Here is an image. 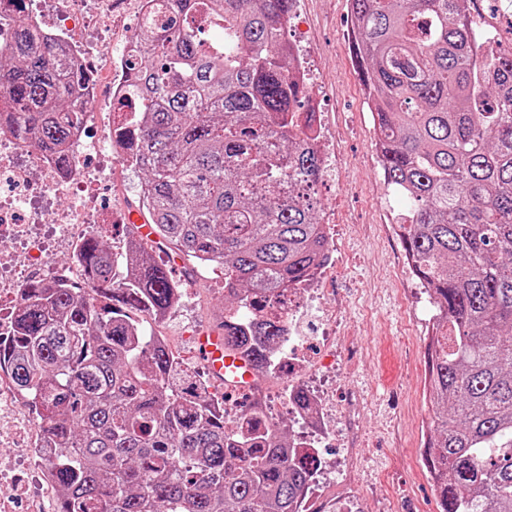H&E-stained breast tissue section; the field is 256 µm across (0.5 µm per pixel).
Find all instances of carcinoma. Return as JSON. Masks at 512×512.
Wrapping results in <instances>:
<instances>
[{
	"instance_id": "obj_1",
	"label": "carcinoma",
	"mask_w": 512,
	"mask_h": 512,
	"mask_svg": "<svg viewBox=\"0 0 512 512\" xmlns=\"http://www.w3.org/2000/svg\"><path fill=\"white\" fill-rule=\"evenodd\" d=\"M134 39L112 145L144 175L145 223L177 255L224 268V344L256 370L284 329L267 315L313 280L328 250L313 186L307 83L282 31L296 0H165ZM466 0H349L352 58L368 92L378 161L413 202L402 243L438 310L427 346L432 430L422 459L439 512H512V52L479 60ZM0 48V112L61 170L87 102L84 69L28 25ZM83 279H30L0 332V371L36 414L59 487L54 512H308L320 459L254 420L224 427V399L143 317L181 288L142 239L117 254L95 231ZM292 402L313 408L298 385Z\"/></svg>"
}]
</instances>
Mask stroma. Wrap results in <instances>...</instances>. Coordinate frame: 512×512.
I'll list each match as a JSON object with an SVG mask.
<instances>
[{
  "label": "stroma",
  "mask_w": 512,
  "mask_h": 512,
  "mask_svg": "<svg viewBox=\"0 0 512 512\" xmlns=\"http://www.w3.org/2000/svg\"><path fill=\"white\" fill-rule=\"evenodd\" d=\"M494 6V0L465 4L472 20L497 34L498 51L511 50L512 16L494 13ZM350 30L348 0H297L283 31L309 63V100L325 114L338 169L335 179L319 187L321 211L335 221L336 253L345 260L343 271L322 283L336 307V342L325 346L317 336L309 338L316 372L330 379L327 403L336 411L326 451L350 476L352 512H438L434 480L422 463L430 422L423 396L426 334L435 310L404 262L400 225L409 203L388 187L378 163ZM142 180L113 160L112 181L98 191L101 206L125 217L137 213ZM152 251L184 295L181 310L152 329L167 337L184 368L208 378L196 337L219 328L224 279L165 245ZM346 488L319 478L310 493L312 512H335Z\"/></svg>",
  "instance_id": "35a3bbf8"
}]
</instances>
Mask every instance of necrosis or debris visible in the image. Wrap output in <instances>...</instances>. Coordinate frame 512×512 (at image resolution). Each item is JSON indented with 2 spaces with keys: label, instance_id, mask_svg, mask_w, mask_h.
<instances>
[{
  "label": "necrosis or debris",
  "instance_id": "1",
  "mask_svg": "<svg viewBox=\"0 0 512 512\" xmlns=\"http://www.w3.org/2000/svg\"><path fill=\"white\" fill-rule=\"evenodd\" d=\"M26 8L24 20L54 43L56 50L81 67H116L135 53L133 37L111 39L112 20L123 0H37ZM111 137L86 138L77 132L71 140L72 166L61 172L55 161L38 148L23 144L8 131L0 132V301L16 305L18 295L8 278L14 266H53L55 254L41 242L42 229H50L58 243L74 249L81 229L88 224L115 222L116 214L100 209L96 189L112 175ZM286 323L287 352L279 361L284 384L310 372L305 335L296 324L325 323L336 309L323 299L318 283L290 292L276 306ZM34 425L25 405L8 380H0V512H14L19 499L33 512H48L57 494L54 483L34 471L27 457L11 454Z\"/></svg>",
  "mask_w": 512,
  "mask_h": 512
}]
</instances>
